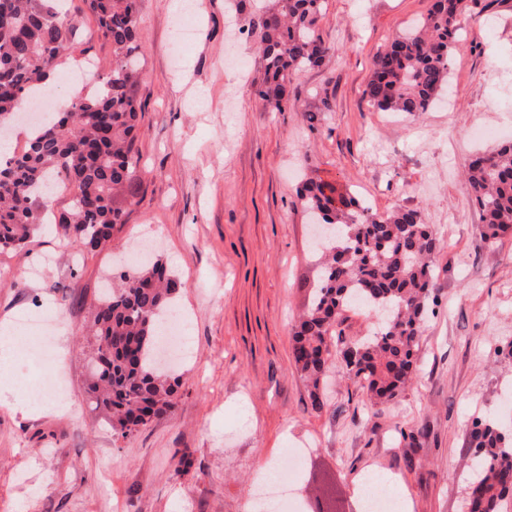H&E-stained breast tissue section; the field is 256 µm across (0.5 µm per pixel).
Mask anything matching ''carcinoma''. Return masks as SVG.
<instances>
[{"instance_id": "cac0c4a2", "label": "carcinoma", "mask_w": 512, "mask_h": 512, "mask_svg": "<svg viewBox=\"0 0 512 512\" xmlns=\"http://www.w3.org/2000/svg\"><path fill=\"white\" fill-rule=\"evenodd\" d=\"M98 32L112 45V64L96 75L92 94L78 96L35 127L25 152L0 160V251L23 247L43 224L47 201L36 193L50 176L74 189L58 217L59 232L82 249L112 243L125 211L116 202L135 196L136 120L141 105L137 0H83ZM468 0H434L427 14L396 35L374 61L366 93L383 112H426L448 77L460 42ZM325 0H277L259 16V56L265 79L259 98L273 112L292 106V84L304 68L330 55L320 28ZM76 26L52 0H0V129L13 120L50 67L73 47ZM465 180L479 212L480 242L495 244L512 232V142L469 160ZM315 224H328L332 242L319 245L325 261L307 311L293 329L292 358L310 388L311 406H324L332 368L327 339L349 308L379 314L371 334L352 344L358 353L344 369L362 382L373 405L393 399L412 379L430 302L437 291V239L415 210L378 214L348 190L309 181L300 190ZM176 280L162 261L133 268L103 294L92 311L96 340L91 357L90 406L104 412L126 437L135 425L172 410L180 377L161 370L156 357L162 315L174 304ZM476 477L468 512H503L512 498V435L493 417H475L468 432ZM343 512L327 489L316 509Z\"/></svg>"}]
</instances>
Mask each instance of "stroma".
Listing matches in <instances>:
<instances>
[{
  "mask_svg": "<svg viewBox=\"0 0 512 512\" xmlns=\"http://www.w3.org/2000/svg\"><path fill=\"white\" fill-rule=\"evenodd\" d=\"M139 0L142 74L137 147L142 187L109 248L72 259L45 227L0 252V322L49 310L59 397L20 409L0 393V512H249L260 473L289 448H307L301 499L332 484L355 512L364 471L390 474L410 512H466L472 418L512 419V234L483 247L462 171L473 151L512 140V0H481L462 19L445 112H383L366 94L372 61L425 15L432 0H326L333 51L294 81L295 109L266 111L251 0ZM191 41L173 50L184 6ZM70 0L78 21L72 62L112 46ZM208 111L194 107L197 93ZM338 184L383 214L414 209L440 240L438 301L426 319L411 385L372 406L345 373L314 410L293 365L292 325L320 274V253L298 190ZM155 239L179 284L194 357L174 410L128 437L86 405L85 332L99 293L127 265L123 252ZM39 276H31L32 268ZM419 433L418 446L403 435Z\"/></svg>",
  "mask_w": 512,
  "mask_h": 512,
  "instance_id": "stroma-1",
  "label": "stroma"
}]
</instances>
